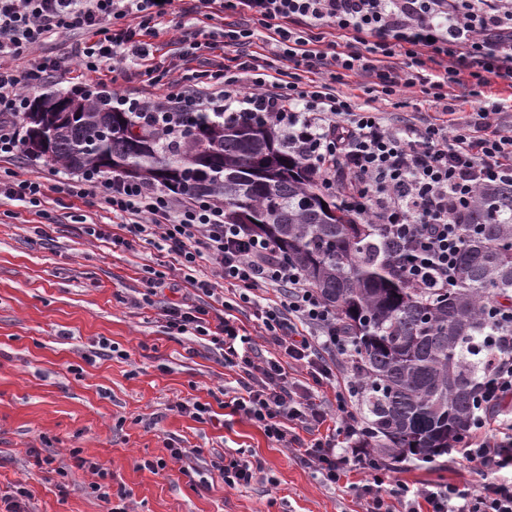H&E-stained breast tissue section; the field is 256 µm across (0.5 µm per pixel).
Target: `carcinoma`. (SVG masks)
I'll return each mask as SVG.
<instances>
[{"instance_id": "carcinoma-1", "label": "carcinoma", "mask_w": 512, "mask_h": 512, "mask_svg": "<svg viewBox=\"0 0 512 512\" xmlns=\"http://www.w3.org/2000/svg\"><path fill=\"white\" fill-rule=\"evenodd\" d=\"M80 102V116L54 126L53 113L24 115L25 151L74 170L129 174L180 196L224 202V220L278 242L349 330L363 381L364 445L395 462H431L463 440L473 388L485 360L483 337L512 327V184L476 193L459 275L448 293L427 298L390 273L387 247L369 224L325 194L308 169L264 122H235L189 112L180 141L138 132L107 97L68 90L42 95ZM119 124L102 138L105 122ZM43 126L54 146L34 148Z\"/></svg>"}]
</instances>
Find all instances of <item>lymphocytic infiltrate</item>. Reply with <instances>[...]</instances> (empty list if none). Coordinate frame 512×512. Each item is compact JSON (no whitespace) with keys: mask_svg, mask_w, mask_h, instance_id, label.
Here are the masks:
<instances>
[{"mask_svg":"<svg viewBox=\"0 0 512 512\" xmlns=\"http://www.w3.org/2000/svg\"><path fill=\"white\" fill-rule=\"evenodd\" d=\"M178 0H0V161L22 151L21 120L32 92L76 65L89 73L144 78L147 90L112 96L137 124L174 137L187 112L238 121L261 118L287 140L340 206L391 242L395 275L442 295L459 273L465 226L476 192L512 182V129L497 123L512 97L491 98V78L512 80V0H179L190 23L172 37L169 63L156 62L154 40ZM226 21L211 26V4ZM66 35V53L48 46ZM360 77L391 97L422 85L445 104L441 119L402 121L357 106L337 90ZM452 85L476 100L469 118ZM0 197L49 218L48 202L80 200L119 219L88 233L113 245L147 244L178 264L189 292L170 300L165 275L147 278L144 304H156L170 332L208 338L235 371L228 405L273 443L296 451L327 484L350 469L371 472L359 486L366 512H512V332L484 339L487 368L475 386L474 422L460 462L484 473L479 490L455 483L413 488L391 479L361 446L357 369L330 359L351 356L350 336L279 246L224 219L206 197L186 198L115 174L85 173L47 188L9 172ZM210 270H202V263ZM224 281L229 293L216 292ZM250 313L277 348L264 356L244 333ZM293 364L308 379L290 380ZM336 394L337 433L321 434L329 414L323 388Z\"/></svg>","mask_w":512,"mask_h":512,"instance_id":"1","label":"lymphocytic infiltrate"}]
</instances>
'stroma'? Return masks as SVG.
<instances>
[{"mask_svg": "<svg viewBox=\"0 0 512 512\" xmlns=\"http://www.w3.org/2000/svg\"><path fill=\"white\" fill-rule=\"evenodd\" d=\"M339 89L389 119H428L443 109L418 86L388 98L347 77ZM53 215L47 246L34 233L39 217L0 199V497L23 488L31 512H106L91 490L98 462L110 469L113 490L126 491L131 512H364L354 487L367 481L366 471L329 485L241 415L200 422L177 412L188 398L219 409L231 378L211 344L168 334L157 309L138 305L145 267L179 284L177 264L151 247L130 250L88 236L89 223L120 231L100 208L58 207ZM103 340L112 357L85 361ZM173 445L203 454L175 463L168 459ZM231 448L262 462V480L224 485L219 468ZM35 449L54 454L57 471L38 469ZM79 457L86 466L76 465ZM160 458L168 466L153 472L149 464ZM387 472L418 486L455 482L476 490L482 482L453 454L430 464L411 456Z\"/></svg>", "mask_w": 512, "mask_h": 512, "instance_id": "1", "label": "stroma"}]
</instances>
